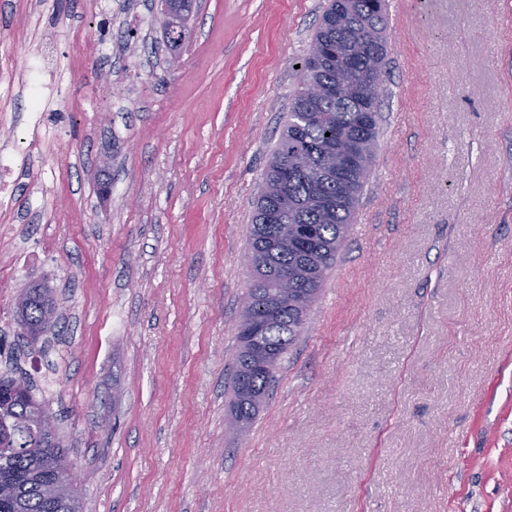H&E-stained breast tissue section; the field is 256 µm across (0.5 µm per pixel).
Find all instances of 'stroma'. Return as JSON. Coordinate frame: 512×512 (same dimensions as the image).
I'll list each match as a JSON object with an SVG mask.
<instances>
[{
	"label": "stroma",
	"mask_w": 512,
	"mask_h": 512,
	"mask_svg": "<svg viewBox=\"0 0 512 512\" xmlns=\"http://www.w3.org/2000/svg\"><path fill=\"white\" fill-rule=\"evenodd\" d=\"M327 4L200 0L171 71L158 0H0V372L56 415L83 512H512V0L390 17L355 220L230 418L252 203ZM40 281L63 318L9 360Z\"/></svg>",
	"instance_id": "1"
}]
</instances>
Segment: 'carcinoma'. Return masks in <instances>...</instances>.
I'll return each mask as SVG.
<instances>
[{"instance_id":"1","label":"carcinoma","mask_w":512,"mask_h":512,"mask_svg":"<svg viewBox=\"0 0 512 512\" xmlns=\"http://www.w3.org/2000/svg\"><path fill=\"white\" fill-rule=\"evenodd\" d=\"M387 0H330L311 38L301 68V80L313 81L322 93L311 97L299 88L290 103L281 135L262 175L263 189L254 209L248 241L254 252L253 303L242 315L265 326L257 340L238 337L237 350L260 347L276 365L303 334L308 317L329 271L336 263L360 197L373 166L379 128L362 140L360 164L343 177L327 166L337 158L343 144L359 129L361 110L378 115L379 102L372 99L368 81L384 69L387 43ZM355 67L358 95L336 93V80L345 64ZM288 165V182L279 168ZM286 277L298 296L286 300L280 294V279ZM53 312L44 324L51 331L59 320L52 289L45 285L22 290L16 303V318L43 320L45 308ZM275 377L250 367L233 366L230 415L247 428L269 397ZM24 384L28 395L15 402L18 433L0 438V486L10 488L0 496V512H81V497L75 488L65 494L62 506L47 508L45 487L65 477L67 449L47 448L30 424L37 409L48 411L45 400L34 393L31 381L15 371L0 375V386L14 389Z\"/></svg>"}]
</instances>
